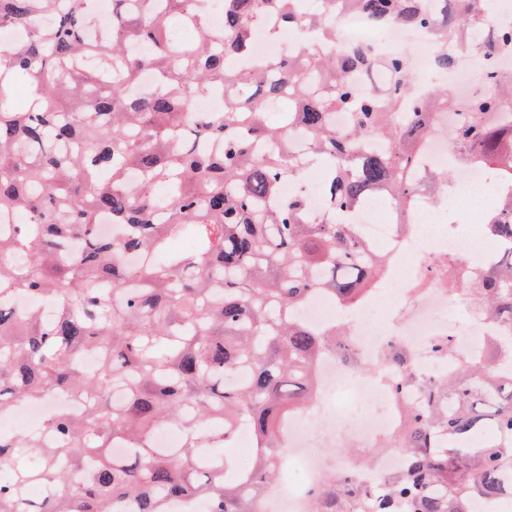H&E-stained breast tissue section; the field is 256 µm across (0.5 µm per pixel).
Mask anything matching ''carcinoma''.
I'll return each mask as SVG.
<instances>
[{
    "label": "carcinoma",
    "mask_w": 512,
    "mask_h": 512,
    "mask_svg": "<svg viewBox=\"0 0 512 512\" xmlns=\"http://www.w3.org/2000/svg\"><path fill=\"white\" fill-rule=\"evenodd\" d=\"M98 0H0V26L27 32L0 47V215L21 218L0 233V287L20 299L54 303L51 321L32 307L0 302V415L66 391L85 413H59L29 434L0 432V512H21L32 481L50 495L27 512H169L194 499L201 512H258L286 448L288 416L317 393L315 363L336 332L318 331L295 311L320 294L348 309L384 277L388 259L360 239L352 214L377 196L403 210L415 191L446 192L453 172L410 177L423 138L455 97L433 90L412 101L408 57L385 61L396 80L383 95H362L354 78L370 63L358 50L329 48L331 19L362 10L378 25L427 28L441 46L435 68L457 63L454 45L512 44V27L486 36V0H227L213 28L204 0H112V26L87 38ZM316 35L274 62L232 70L250 54L256 16ZM50 18L44 26L41 20ZM148 43L145 57L131 47ZM154 86L132 89L141 72ZM472 100L456 121L470 163L494 168L502 185L490 203L486 238L499 245L485 268L448 266V292L467 287L488 324L512 327V129L496 121L512 97L507 78ZM27 100L15 107L17 87ZM224 95V109L194 111L203 93ZM295 106L269 128L264 103ZM349 114L336 129L332 113ZM302 130L320 160L325 213L303 195L281 197L305 159L288 154ZM125 229L112 239L103 219ZM129 256L130 265L123 261ZM102 354L91 371L79 358ZM486 364L459 362L441 382L405 373L421 402L406 408L379 448H397L406 465L391 474L376 512H476L480 501L512 500V341L486 337ZM244 379L226 384V375ZM124 392L108 406L109 388ZM166 424L183 430L179 447L152 446ZM247 429L257 465L234 470L218 448ZM55 435L42 445L43 433ZM122 442L128 454L114 459ZM40 457L35 466L23 463ZM363 491L344 473L315 497L326 512H364Z\"/></svg>",
    "instance_id": "obj_1"
}]
</instances>
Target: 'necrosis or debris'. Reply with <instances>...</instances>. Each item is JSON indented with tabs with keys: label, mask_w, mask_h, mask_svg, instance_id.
I'll return each mask as SVG.
<instances>
[{
	"label": "necrosis or debris",
	"mask_w": 512,
	"mask_h": 512,
	"mask_svg": "<svg viewBox=\"0 0 512 512\" xmlns=\"http://www.w3.org/2000/svg\"><path fill=\"white\" fill-rule=\"evenodd\" d=\"M309 39V34L292 28L271 36L269 21L260 17L254 23L251 56L271 61L279 58L285 48L299 47ZM405 44L420 49L411 61L414 71L423 73L433 68L431 31L391 24L379 34L365 13L336 15L333 43L336 53L363 49L374 58L397 56ZM490 67L500 75H511L512 48L503 47L494 53L483 47L471 50L460 58L455 68L444 73L443 79L454 86L461 100L469 101L474 99V90ZM455 125L452 116L441 117L433 124L424 138L421 158L425 170L439 169L447 166L449 160H456L460 175L447 204L436 207L420 196L409 216L398 210L383 213L373 205L353 214L352 221L358 224L363 239L387 245L390 258L386 279L402 282L407 292L389 307L381 305L377 297H370L340 319L341 336L317 362L316 398L288 422L286 453L289 468L297 479L283 483L268 494L261 512H314L313 492L328 459L323 454L310 453V445L322 449L338 447L336 433L340 430L356 444L371 445L396 429L402 420L404 404L419 402L421 394L416 389L395 393L394 385L402 376L397 364H388L382 376L367 375L347 366L341 359L342 350H353L360 360L374 363L390 346L398 345L407 348L410 364L418 373L432 378L447 375L451 363L437 344L447 339L448 330L435 323L436 314L449 307L448 282L442 270L448 263L475 250L477 243L448 234L445 222L452 214L459 223H467L478 200L496 188L484 169L469 165L465 158L455 157ZM60 409L77 416L85 405L63 392L41 406H19L0 421L7 425L34 424ZM404 463L402 455L392 453L380 456L369 465L340 458L336 467L352 469L356 483L373 496Z\"/></svg>",
	"instance_id": "obj_1"
}]
</instances>
